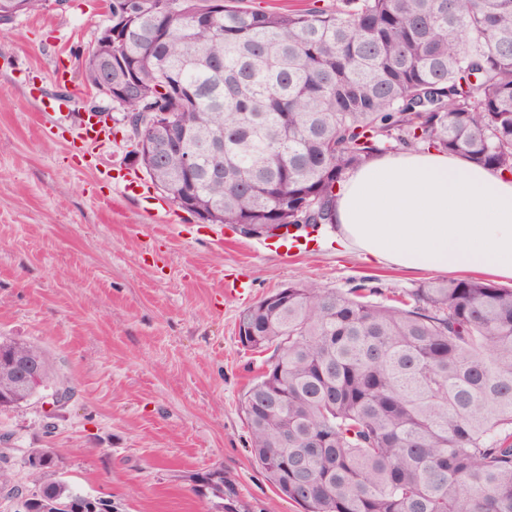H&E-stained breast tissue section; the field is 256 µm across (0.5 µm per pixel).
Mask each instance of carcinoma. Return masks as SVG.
<instances>
[{
	"instance_id": "obj_1",
	"label": "carcinoma",
	"mask_w": 512,
	"mask_h": 512,
	"mask_svg": "<svg viewBox=\"0 0 512 512\" xmlns=\"http://www.w3.org/2000/svg\"><path fill=\"white\" fill-rule=\"evenodd\" d=\"M42 0H0V21ZM112 59V103L130 135L171 112L177 142L147 175L205 224L336 226L347 174L400 150L451 152L512 175V0H336L252 10L236 0H112V43L79 63L86 84ZM196 159L184 171L185 154ZM300 281L241 312L239 341L274 347L241 409L249 451L304 512H512V289L428 281L373 299ZM42 380L12 389L13 357ZM53 387L39 346L0 336V410ZM28 512H89L54 448L23 458ZM239 512L220 469L198 476Z\"/></svg>"
}]
</instances>
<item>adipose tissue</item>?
Segmentation results:
<instances>
[{"instance_id":"1","label":"adipose tissue","mask_w":512,"mask_h":512,"mask_svg":"<svg viewBox=\"0 0 512 512\" xmlns=\"http://www.w3.org/2000/svg\"><path fill=\"white\" fill-rule=\"evenodd\" d=\"M341 243L378 264L512 281V176L453 153L402 151L350 172Z\"/></svg>"}]
</instances>
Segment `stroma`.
I'll list each match as a JSON object with an SVG mask.
<instances>
[{
	"label": "stroma",
	"mask_w": 512,
	"mask_h": 512,
	"mask_svg": "<svg viewBox=\"0 0 512 512\" xmlns=\"http://www.w3.org/2000/svg\"><path fill=\"white\" fill-rule=\"evenodd\" d=\"M109 19L106 0H43L0 24V336L40 345L74 391L0 412L9 478L30 487L23 457L54 448L70 483L114 512H214L196 478L216 468L247 512H301L248 451L241 399L263 357L240 343L239 315L291 282L344 291L370 278L389 296L437 274L369 264L331 228L288 251L128 193L122 173L150 178L123 113L78 74ZM60 73L76 99L65 118L29 95L57 91ZM97 107L112 133L88 149L75 131ZM231 281L248 293H226Z\"/></svg>",
	"instance_id": "1"
}]
</instances>
